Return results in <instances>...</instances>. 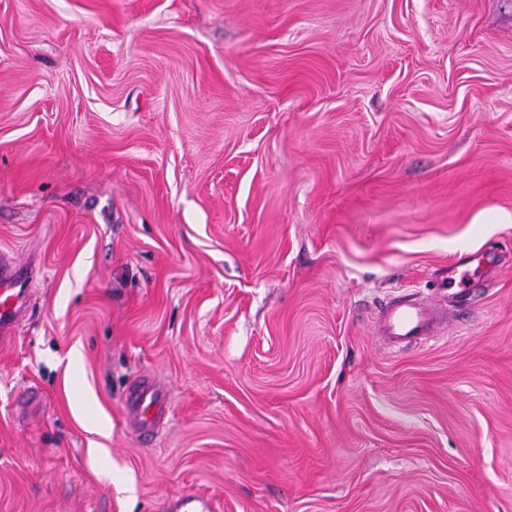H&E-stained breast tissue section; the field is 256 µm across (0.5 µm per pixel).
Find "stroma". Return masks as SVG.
<instances>
[{
    "label": "stroma",
    "mask_w": 512,
    "mask_h": 512,
    "mask_svg": "<svg viewBox=\"0 0 512 512\" xmlns=\"http://www.w3.org/2000/svg\"><path fill=\"white\" fill-rule=\"evenodd\" d=\"M502 213L512 0H0V512H512ZM32 275L20 276L0 254V332L8 334L24 317L31 300ZM464 265H452L448 269V301L460 307L462 311L469 314L474 307L475 298L480 293L481 277L476 275V269L471 272ZM435 312L424 304L404 299L388 304L379 323L386 336L402 342H417L434 333ZM131 413L137 422L136 435L142 442L150 436L146 425H154L161 415L169 411L168 401L161 391L150 383L142 382L130 394ZM171 510L177 512H213L215 511L213 503L197 494L188 493L172 500L169 504Z\"/></svg>",
    "instance_id": "obj_1"
}]
</instances>
